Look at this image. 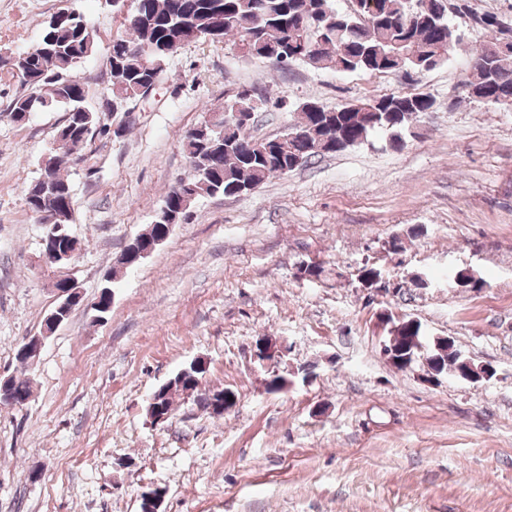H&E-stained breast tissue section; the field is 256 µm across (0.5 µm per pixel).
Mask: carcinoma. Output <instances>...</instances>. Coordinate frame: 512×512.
I'll return each instance as SVG.
<instances>
[{
    "label": "carcinoma",
    "mask_w": 512,
    "mask_h": 512,
    "mask_svg": "<svg viewBox=\"0 0 512 512\" xmlns=\"http://www.w3.org/2000/svg\"><path fill=\"white\" fill-rule=\"evenodd\" d=\"M140 13L149 18L147 27L127 19L128 34L112 40V111L138 99L164 71L170 54L156 51L161 42L177 39L185 46L197 42L231 40L244 57L276 64L301 62L316 69L348 74H383L397 70L430 71L449 60L453 48L463 41L448 15L467 16L490 34L476 51L467 78L455 87L461 99L482 98V104L512 108V45L502 48L499 15L475 11L470 0H350L349 11H338L332 0H140ZM86 22L76 12L63 20L53 14L40 40L42 49L0 58V68L19 72L34 82L36 97L15 98L7 112L15 118L38 109L65 108L57 137L66 147L62 155L43 160L46 179L33 181L26 190L29 210L47 229L68 226L73 219L70 182L61 169L94 135H103L99 113L84 106V86L72 72L97 50V42L82 34ZM264 96L240 93L224 100V111L257 112L266 105ZM433 99L424 93H391L336 107L304 101L296 108L298 120L275 144H254V137L231 130L224 115L203 120L188 131L183 142L192 175L170 187L163 204L186 215L202 196H233L252 191L270 178L290 172L288 157L311 159L344 151L386 133L391 145L403 143L402 133ZM208 167L201 175L200 167ZM395 352L393 365L403 368L412 357L421 356V326L413 320L397 324L389 337ZM434 375H455L467 368L466 358L448 340L436 338L426 349ZM202 373L192 363L159 387L153 409L174 412L175 399L191 395L207 411L211 396L199 392ZM11 393L20 400L32 395L29 378H12Z\"/></svg>",
    "instance_id": "carcinoma-1"
}]
</instances>
